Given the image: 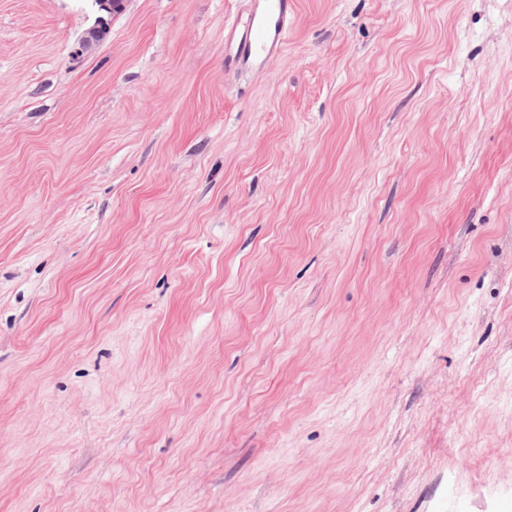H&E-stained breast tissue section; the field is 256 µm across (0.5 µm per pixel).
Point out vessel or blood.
I'll return each mask as SVG.
<instances>
[{
  "mask_svg": "<svg viewBox=\"0 0 512 512\" xmlns=\"http://www.w3.org/2000/svg\"><path fill=\"white\" fill-rule=\"evenodd\" d=\"M294 12V0H263L262 6L227 24L225 52L235 62L274 61L287 41Z\"/></svg>",
  "mask_w": 512,
  "mask_h": 512,
  "instance_id": "1",
  "label": "vessel or blood"
}]
</instances>
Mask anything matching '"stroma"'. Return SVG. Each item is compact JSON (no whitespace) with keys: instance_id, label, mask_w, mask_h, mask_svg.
Segmentation results:
<instances>
[{"instance_id":"1","label":"stroma","mask_w":512,"mask_h":512,"mask_svg":"<svg viewBox=\"0 0 512 512\" xmlns=\"http://www.w3.org/2000/svg\"><path fill=\"white\" fill-rule=\"evenodd\" d=\"M0 0V512H512V0ZM99 14L95 18L93 26L81 37L70 51L72 61L79 62L88 52L94 42L101 39L107 31L109 19L120 13L124 8L123 0H88ZM229 22L224 31V51L235 62L268 64L281 53L295 12L293 0H261Z\"/></svg>"}]
</instances>
